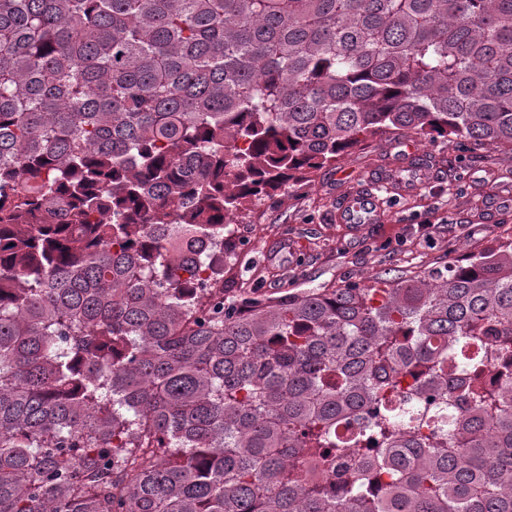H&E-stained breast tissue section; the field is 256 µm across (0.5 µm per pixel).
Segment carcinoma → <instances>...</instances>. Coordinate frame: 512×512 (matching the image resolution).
I'll return each instance as SVG.
<instances>
[{"label": "carcinoma", "instance_id": "carcinoma-1", "mask_svg": "<svg viewBox=\"0 0 512 512\" xmlns=\"http://www.w3.org/2000/svg\"><path fill=\"white\" fill-rule=\"evenodd\" d=\"M393 132L512 151V0H0V512H512V232L224 296Z\"/></svg>", "mask_w": 512, "mask_h": 512}]
</instances>
